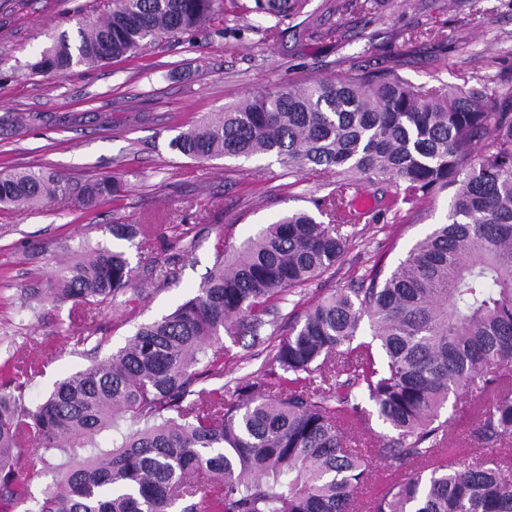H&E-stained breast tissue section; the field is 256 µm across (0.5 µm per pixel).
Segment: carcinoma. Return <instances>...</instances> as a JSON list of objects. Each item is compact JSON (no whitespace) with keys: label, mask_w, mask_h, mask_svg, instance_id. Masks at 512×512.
Returning <instances> with one entry per match:
<instances>
[{"label":"carcinoma","mask_w":512,"mask_h":512,"mask_svg":"<svg viewBox=\"0 0 512 512\" xmlns=\"http://www.w3.org/2000/svg\"><path fill=\"white\" fill-rule=\"evenodd\" d=\"M380 0H337L341 14H372ZM308 0H112L103 21L61 35L34 68L65 74L134 54L145 41L253 16L264 41L289 30L342 40L295 19ZM484 88H427L390 72H346L302 87L264 89L170 141L190 159L274 156L289 171L336 174L315 202L242 246L220 239L195 295L138 325L108 358L80 343L89 364L31 406L26 390L49 358L0 364V509L25 512H352L381 461L391 482L367 512H512V99ZM394 189L379 203L418 204L452 190L445 222L386 276L339 288L282 330L288 295L336 266L360 219L354 194ZM120 190L116 177L74 182L53 171L0 176V205L30 210L59 194L84 210ZM154 225H112L154 279L175 280L174 258L154 255ZM136 267L122 251L84 248L23 306L127 303ZM369 342L357 340L363 321ZM271 346L272 366L222 383L232 348ZM470 398L471 441L448 446L450 399ZM373 404L375 412L363 407ZM394 435L372 451L350 443L372 414ZM36 448L26 454L23 443ZM52 476L37 497L25 471Z\"/></svg>","instance_id":"cac0c4a2"}]
</instances>
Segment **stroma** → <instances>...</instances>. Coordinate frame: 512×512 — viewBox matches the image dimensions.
I'll use <instances>...</instances> for the list:
<instances>
[{
    "label": "stroma",
    "mask_w": 512,
    "mask_h": 512,
    "mask_svg": "<svg viewBox=\"0 0 512 512\" xmlns=\"http://www.w3.org/2000/svg\"><path fill=\"white\" fill-rule=\"evenodd\" d=\"M386 0L380 15L339 14L334 0H309L304 13L323 28L344 26L349 42L286 38L272 45L245 28L225 36L214 28L162 37L136 57L73 67L63 75L34 70L54 36L105 19L112 0H0V173L41 167L84 181L118 176L120 192L84 212L66 196L40 211L0 208V360L8 352L53 354L32 379L28 403L56 380L86 365L78 343L93 326L106 341L101 356L123 346L135 326L193 297L212 267L218 239L240 244L289 210L314 211L334 177L288 173L275 158L192 160L172 151L181 126L223 111L253 89L309 82L355 68L394 71L415 84L488 85L512 91V0ZM442 32L443 42L410 32ZM447 193L418 207L398 204L355 224V239L334 269L300 288L309 306L377 269L389 273L419 239L443 222ZM115 224H180L194 246L179 256L180 280L166 287L141 277L142 297L130 306L73 317L46 306L41 318L23 311L27 289L44 287L64 254L90 244L137 252L115 239Z\"/></svg>",
    "instance_id": "stroma-1"
}]
</instances>
